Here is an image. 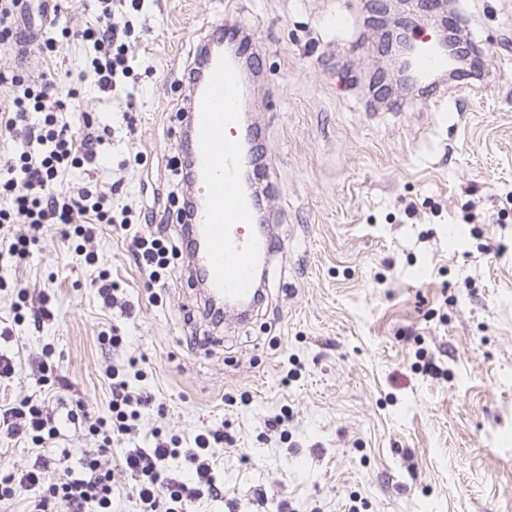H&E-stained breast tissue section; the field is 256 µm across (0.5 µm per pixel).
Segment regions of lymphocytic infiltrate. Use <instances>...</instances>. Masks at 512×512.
Wrapping results in <instances>:
<instances>
[{
	"label": "lymphocytic infiltrate",
	"mask_w": 512,
	"mask_h": 512,
	"mask_svg": "<svg viewBox=\"0 0 512 512\" xmlns=\"http://www.w3.org/2000/svg\"><path fill=\"white\" fill-rule=\"evenodd\" d=\"M99 2L103 23L82 31L81 37L94 51L91 66L99 89L109 93L116 89L118 77L130 71L126 45L131 27L116 17L113 0ZM54 81L50 75L40 84L28 85L21 71H0V88L12 92L9 103L0 107V134L10 135L18 129L24 134L22 152L1 166L5 173L0 176V237L8 239L9 252L17 256L26 254L30 240L14 235L16 223L36 231L45 224H73L72 215L78 212L86 221L73 224L74 234L89 240L99 225L116 221L104 196L89 184L66 189L59 182L65 170L95 162L108 129L88 118L83 132L73 133L70 124L59 117L61 102L50 93ZM132 248L154 282L165 276L171 258L180 252L179 246L169 244L158 232L134 237ZM110 377L109 414L90 421L88 432L95 446L84 453L78 467L67 465V450L51 449L31 468L0 474V501L23 492L31 497V512H86L91 505L98 512H111L112 472L102 468L100 458L113 443L136 434L142 408L158 404L159 399L149 390L132 389L119 369H112ZM0 429L40 446L50 445L56 435L40 406L28 402L1 412ZM223 441V434L205 430L186 448L157 439L152 446L129 450L124 468L141 512H186L189 501L200 496L222 499L224 484L217 476L214 455ZM180 459L192 467L193 484L173 478L172 467Z\"/></svg>",
	"instance_id": "1"
}]
</instances>
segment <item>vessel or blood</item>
<instances>
[{
    "instance_id": "b4317fda",
    "label": "vessel or blood",
    "mask_w": 512,
    "mask_h": 512,
    "mask_svg": "<svg viewBox=\"0 0 512 512\" xmlns=\"http://www.w3.org/2000/svg\"><path fill=\"white\" fill-rule=\"evenodd\" d=\"M447 69V52L437 41L423 40L414 57L416 76L427 79ZM203 81L185 115L197 184L189 222L204 242L188 262L190 269L204 271L212 294L245 300L254 291L258 261L278 245L257 229L241 177L249 133L240 119L244 87L237 61L215 57Z\"/></svg>"
}]
</instances>
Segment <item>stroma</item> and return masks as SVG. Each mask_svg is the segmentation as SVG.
Segmentation results:
<instances>
[{"label":"stroma","instance_id":"1","mask_svg":"<svg viewBox=\"0 0 512 512\" xmlns=\"http://www.w3.org/2000/svg\"><path fill=\"white\" fill-rule=\"evenodd\" d=\"M139 2L121 6L133 71L112 93L80 38L100 23L94 0H57L72 36L56 52L0 51L2 70L55 75L72 130L87 115L110 128L98 168L60 181L120 183L112 210L131 220L100 225L90 264L64 224L43 225L25 258L0 257V350L19 364L0 410L41 403L76 460L92 441L68 417L75 402L104 415L111 368L142 371L164 410H143L138 433L102 457L121 488L112 512H139L122 456L156 429L232 438L217 450L223 499L191 512H512V0H454L484 63L469 89L446 79L434 107L414 91L373 100L383 58L366 0ZM339 9L341 31L326 23ZM224 24L261 57L254 109L284 247L260 307L217 328L186 256L154 284L131 239L150 232L148 211L182 235L180 78ZM103 270L117 286L109 307L93 286ZM17 286L52 318L15 321ZM113 328L116 350L99 340ZM193 334L204 346L188 348ZM275 415L286 421L274 433Z\"/></svg>","mask_w":512,"mask_h":512}]
</instances>
